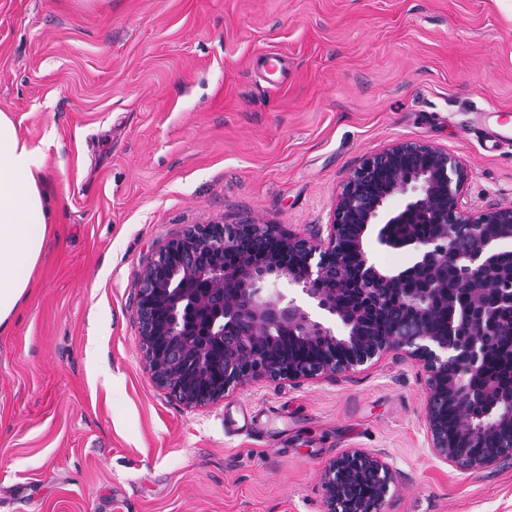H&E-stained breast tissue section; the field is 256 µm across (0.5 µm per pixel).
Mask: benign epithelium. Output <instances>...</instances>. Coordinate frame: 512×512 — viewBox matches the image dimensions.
Returning a JSON list of instances; mask_svg holds the SVG:
<instances>
[{"label": "benign epithelium", "instance_id": "1", "mask_svg": "<svg viewBox=\"0 0 512 512\" xmlns=\"http://www.w3.org/2000/svg\"><path fill=\"white\" fill-rule=\"evenodd\" d=\"M467 167L447 149L418 141H396L354 168L336 198L327 235L281 234L262 220L199 229L171 241L146 268L145 307L156 318L141 325L147 367L155 383L184 394L183 403L202 406L230 387L257 379H337L387 355L407 360L426 378L425 425L429 448L455 467L479 470L512 459V391L486 386L477 394L472 379L493 328L482 303L450 318L442 331L432 328L435 313L448 302L446 268L457 285L476 295L499 293L512 299V269L500 265L501 244L512 240V206L474 210L465 201ZM405 196V209L385 211ZM428 223L432 234L419 239L405 230ZM497 227L494 236L485 225ZM377 231L380 244L410 247L422 288L398 304L391 292L403 275L378 267L364 247ZM250 234L253 247L276 239L280 247L254 258L240 245ZM202 252L206 261L185 267L168 262L184 252ZM233 255L232 263L225 257ZM300 287L342 327L339 333L309 314L277 288ZM224 292L213 307L209 293ZM286 336L303 352L317 355L282 359L276 350ZM179 350L182 366L169 363ZM484 413H473L475 402ZM457 409L448 428V406ZM394 472L383 452L347 451L323 474L325 512H385Z\"/></svg>", "mask_w": 512, "mask_h": 512}]
</instances>
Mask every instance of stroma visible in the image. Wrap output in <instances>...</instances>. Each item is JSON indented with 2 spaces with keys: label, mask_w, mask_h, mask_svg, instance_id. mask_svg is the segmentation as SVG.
<instances>
[{
  "label": "stroma",
  "mask_w": 512,
  "mask_h": 512,
  "mask_svg": "<svg viewBox=\"0 0 512 512\" xmlns=\"http://www.w3.org/2000/svg\"><path fill=\"white\" fill-rule=\"evenodd\" d=\"M0 111L41 146L51 244L0 331V512H323L325 465L380 450L386 512H512V460L435 456L426 382L385 356L190 408L146 368L140 277L255 218L311 234L367 155L448 149L512 206V0H0Z\"/></svg>",
  "instance_id": "35a3bbf8"
}]
</instances>
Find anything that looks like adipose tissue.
I'll return each instance as SVG.
<instances>
[{
	"label": "adipose tissue",
	"mask_w": 512,
	"mask_h": 512,
	"mask_svg": "<svg viewBox=\"0 0 512 512\" xmlns=\"http://www.w3.org/2000/svg\"><path fill=\"white\" fill-rule=\"evenodd\" d=\"M45 154L22 139L0 111V327H6L29 293L31 273L49 237Z\"/></svg>",
	"instance_id": "obj_1"
}]
</instances>
